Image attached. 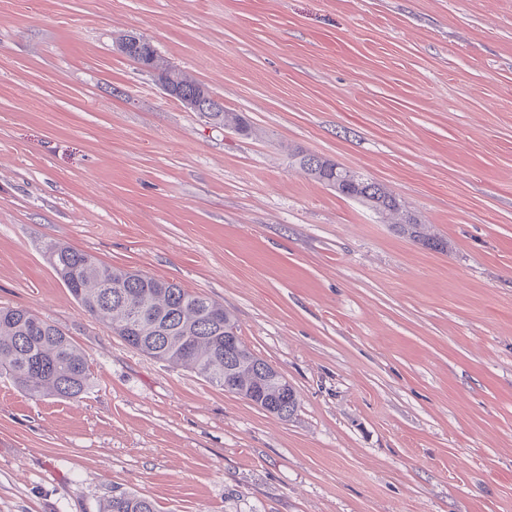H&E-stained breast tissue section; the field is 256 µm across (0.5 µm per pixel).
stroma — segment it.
Listing matches in <instances>:
<instances>
[{
  "label": "stroma",
  "mask_w": 512,
  "mask_h": 512,
  "mask_svg": "<svg viewBox=\"0 0 512 512\" xmlns=\"http://www.w3.org/2000/svg\"><path fill=\"white\" fill-rule=\"evenodd\" d=\"M131 32L251 133L167 97ZM52 244L222 303L294 415L127 346ZM0 307L92 361L74 400L0 376V512H512V0H0ZM307 154L309 153L302 149L301 147H294L290 150L289 156L292 164L297 165L311 179L327 184L328 186L334 188L336 190V193H338L341 196H344L343 191L336 186L337 181H348L350 184L354 183L357 186H361L364 183L372 181L370 178H367L358 172L349 170L344 167H340L336 163H331L329 161H327L328 166L326 167L325 170H312L310 167L307 166V163L305 161ZM335 168H337V171L335 170ZM330 178L333 179L330 180ZM371 210L373 213L380 217H386L387 212L392 208L402 205V201L394 195L388 188L384 187L379 194L366 193L365 190L358 192L357 198L355 199ZM407 209L409 214V220L412 224H400L399 228L403 234H406L414 242L437 246L436 250H447L448 243L434 235L428 234L425 231V224L422 217L415 211ZM101 512H156L154 503L133 492L112 496Z\"/></svg>",
  "instance_id": "35a3bbf8"
}]
</instances>
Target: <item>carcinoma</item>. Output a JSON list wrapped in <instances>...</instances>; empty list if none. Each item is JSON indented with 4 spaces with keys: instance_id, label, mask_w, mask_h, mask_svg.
I'll list each match as a JSON object with an SVG mask.
<instances>
[{
    "instance_id": "obj_1",
    "label": "carcinoma",
    "mask_w": 512,
    "mask_h": 512,
    "mask_svg": "<svg viewBox=\"0 0 512 512\" xmlns=\"http://www.w3.org/2000/svg\"><path fill=\"white\" fill-rule=\"evenodd\" d=\"M229 119L240 132L251 127L239 112H212L211 123ZM307 151L290 150L292 164L311 179L334 188L339 181L361 186L364 175L328 163L315 171L305 161ZM357 201L380 217L402 201L388 188L372 194L358 192ZM410 223L402 233L417 243L444 251L448 243L425 231L422 217L408 210ZM47 259L65 288L91 317L102 322L131 348L172 366L192 370L224 387L229 380L235 394L281 418L298 407L295 390L277 368L256 356L238 335V324L224 306L192 294L175 283L115 268L92 254L54 244ZM233 340L224 341V333ZM0 373L34 398L73 399L91 382L88 355L57 325L24 308H0ZM102 512H156L154 503L136 493L122 492L109 499Z\"/></svg>"
}]
</instances>
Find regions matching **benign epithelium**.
<instances>
[{
  "label": "benign epithelium",
  "instance_id": "7a95c632",
  "mask_svg": "<svg viewBox=\"0 0 512 512\" xmlns=\"http://www.w3.org/2000/svg\"><path fill=\"white\" fill-rule=\"evenodd\" d=\"M123 51L157 78L167 96L183 102L190 111L205 117L210 112L225 111L223 101L176 72L175 66L158 52L150 40L129 34L124 39Z\"/></svg>",
  "mask_w": 512,
  "mask_h": 512
}]
</instances>
